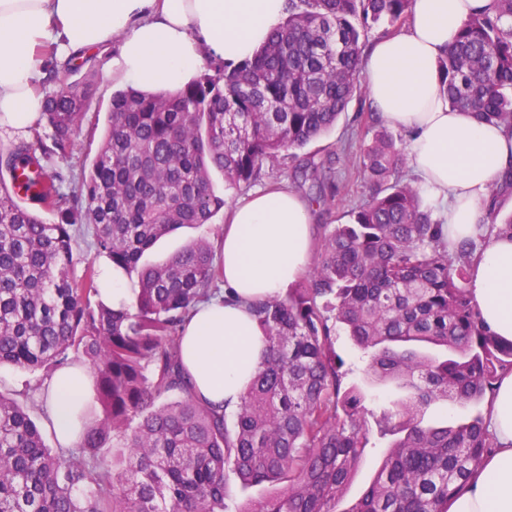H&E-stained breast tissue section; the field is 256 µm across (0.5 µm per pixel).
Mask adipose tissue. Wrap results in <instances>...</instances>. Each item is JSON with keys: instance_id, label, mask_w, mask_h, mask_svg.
Returning a JSON list of instances; mask_svg holds the SVG:
<instances>
[{"instance_id": "adipose-tissue-1", "label": "adipose tissue", "mask_w": 512, "mask_h": 512, "mask_svg": "<svg viewBox=\"0 0 512 512\" xmlns=\"http://www.w3.org/2000/svg\"><path fill=\"white\" fill-rule=\"evenodd\" d=\"M492 0H413L402 32L377 39L361 77L383 122L408 136L409 163L440 207L447 241L483 234L467 293L487 328L512 341V238L488 232L487 209L512 171V130L477 123L450 108L438 62L469 15ZM287 0H0V133L22 137L44 110L37 87L55 55L80 53L112 37L114 82L148 91L190 84L206 62L239 64L264 45L287 14ZM314 209L281 185L224 208V286L233 300L198 304L184 327L183 366L197 397L235 409L266 341L249 306L283 292L309 265ZM48 416L61 447L79 434L71 412L89 403V371L68 366L49 382ZM494 440L448 512H512V371L488 400Z\"/></svg>"}]
</instances>
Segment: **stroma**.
<instances>
[{
  "instance_id": "35a3bbf8",
  "label": "stroma",
  "mask_w": 512,
  "mask_h": 512,
  "mask_svg": "<svg viewBox=\"0 0 512 512\" xmlns=\"http://www.w3.org/2000/svg\"><path fill=\"white\" fill-rule=\"evenodd\" d=\"M115 42H107L76 55L71 64H58L56 70L61 82L81 86L91 84L93 95L86 108V118L74 136L72 152L66 160L49 166L48 178L64 175L71 182H79L84 167L90 165L101 142L106 125L107 111L114 90L106 73ZM371 108L365 87H358L347 112L338 121L335 129L327 136L313 141L301 151L302 157L314 162L333 160L336 169V184L340 192L334 206L317 210L315 221L319 224L347 223L352 211L364 198L367 188L360 155L364 144L373 135ZM224 228L223 216H216L212 224L201 228H183L162 239L145 259L155 263L181 249L200 236H207L211 242H218ZM334 348L345 362L346 384L361 386L367 396L368 408L377 410L391 405L393 401L405 398L406 393L393 382H377L368 379L364 373L365 355L352 344L344 331H337ZM49 377L45 371L28 372L10 365L0 367V394L18 401L31 419L40 427L44 442L51 451H58L56 437L45 417L47 395L44 391ZM387 453L383 444L364 449L361 460L347 485L338 504L340 512L348 508L366 491L373 482L378 466Z\"/></svg>"
}]
</instances>
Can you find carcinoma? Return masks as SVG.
Instances as JSON below:
<instances>
[{"mask_svg":"<svg viewBox=\"0 0 512 512\" xmlns=\"http://www.w3.org/2000/svg\"><path fill=\"white\" fill-rule=\"evenodd\" d=\"M412 3L288 0L252 58L233 68L215 60L174 92L115 93L61 224L13 189L22 171L29 201L66 203L60 187L43 186L44 161L70 155L89 87L47 93L37 127L49 142L0 159L9 175L0 174V365H88L101 418L84 414L77 449L53 455L24 409L0 396V512H231V474L278 486L240 512H337L373 439L389 451L345 512H447L493 443L479 414L450 426L421 416L439 399L483 401L512 369V342L483 326L465 290L478 244L443 243V224L404 179L407 154L379 119L361 156L369 196L353 221L320 225L308 274L250 306L268 347L234 410L196 398L179 357L186 317L220 278L212 243L200 237L161 264L141 263L161 238L224 210L212 170L227 191L248 186L331 130L356 91L365 31L403 22ZM438 70L450 106L511 129L512 0L471 14ZM321 179L316 201L331 206L336 183L325 169ZM78 222L95 226L97 255L136 275L131 306L100 300L93 262L73 276ZM338 323L371 352L372 377L408 390L395 408L375 413L358 387L343 386ZM413 341L449 356L399 348ZM109 442L118 449L110 466L100 458Z\"/></svg>","mask_w":512,"mask_h":512,"instance_id":"1","label":"carcinoma"}]
</instances>
